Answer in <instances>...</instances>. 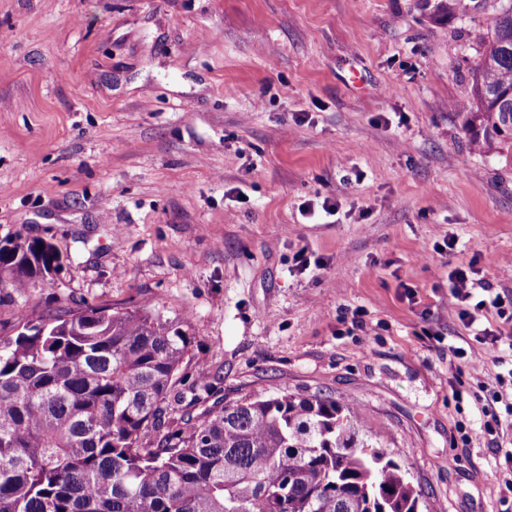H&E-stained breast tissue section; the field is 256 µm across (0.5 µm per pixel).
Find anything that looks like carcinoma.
I'll return each instance as SVG.
<instances>
[{"instance_id":"1","label":"carcinoma","mask_w":512,"mask_h":512,"mask_svg":"<svg viewBox=\"0 0 512 512\" xmlns=\"http://www.w3.org/2000/svg\"><path fill=\"white\" fill-rule=\"evenodd\" d=\"M473 38L487 132L512 135V0ZM60 267L46 240L0 241L1 289ZM183 323L87 306L0 336V512H419L357 408L288 392L214 401L206 365L184 381Z\"/></svg>"}]
</instances>
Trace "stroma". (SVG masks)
<instances>
[{"mask_svg":"<svg viewBox=\"0 0 512 512\" xmlns=\"http://www.w3.org/2000/svg\"><path fill=\"white\" fill-rule=\"evenodd\" d=\"M435 2L0 0V241L62 256L0 290V336L84 304L185 317L183 374L333 396L421 512H492L448 273L512 289V139L486 132L470 35L506 0Z\"/></svg>","mask_w":512,"mask_h":512,"instance_id":"35a3bbf8","label":"stroma"}]
</instances>
